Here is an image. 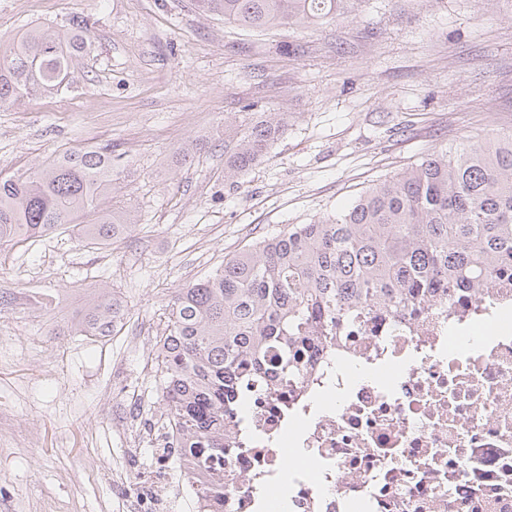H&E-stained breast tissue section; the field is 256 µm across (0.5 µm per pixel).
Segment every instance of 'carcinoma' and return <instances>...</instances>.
I'll use <instances>...</instances> for the list:
<instances>
[{
    "instance_id": "1",
    "label": "carcinoma",
    "mask_w": 512,
    "mask_h": 512,
    "mask_svg": "<svg viewBox=\"0 0 512 512\" xmlns=\"http://www.w3.org/2000/svg\"><path fill=\"white\" fill-rule=\"evenodd\" d=\"M366 0H194L241 30L318 25L355 17ZM84 20L35 25L0 41V106L51 96L68 86L90 53ZM288 128L285 112L224 122V180L240 179ZM112 148L66 150L0 178V244L35 243L74 228L89 248L122 238L131 212L114 200ZM512 270V132L430 154L374 184L349 206L224 259L168 304L158 366L168 448L183 461L198 502L224 512V418L239 409L243 384L269 370L303 368L297 340L322 335L340 345L336 322L376 304L394 315L433 293L435 283L480 293ZM116 295L92 299L71 324L80 336L111 335L123 314Z\"/></svg>"
}]
</instances>
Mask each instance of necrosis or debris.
Segmentation results:
<instances>
[{
	"instance_id": "necrosis-or-debris-1",
	"label": "necrosis or debris",
	"mask_w": 512,
	"mask_h": 512,
	"mask_svg": "<svg viewBox=\"0 0 512 512\" xmlns=\"http://www.w3.org/2000/svg\"><path fill=\"white\" fill-rule=\"evenodd\" d=\"M339 328L228 419L224 512H512V277Z\"/></svg>"
}]
</instances>
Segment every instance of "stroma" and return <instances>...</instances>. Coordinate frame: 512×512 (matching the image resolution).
Masks as SVG:
<instances>
[{
    "label": "stroma",
    "mask_w": 512,
    "mask_h": 512,
    "mask_svg": "<svg viewBox=\"0 0 512 512\" xmlns=\"http://www.w3.org/2000/svg\"><path fill=\"white\" fill-rule=\"evenodd\" d=\"M75 17L93 51L60 94L0 108V175L111 144L134 225L102 251L70 232L0 247V512H135L148 484L161 512H197L149 430L168 302L428 154L512 131V0H367L357 18L267 34L192 0H0V39ZM249 103L288 130L232 186L224 121ZM101 290L122 297L121 323L73 335Z\"/></svg>",
    "instance_id": "35a3bbf8"
}]
</instances>
